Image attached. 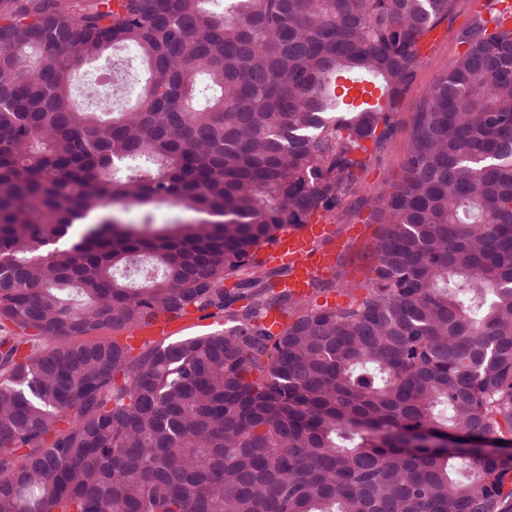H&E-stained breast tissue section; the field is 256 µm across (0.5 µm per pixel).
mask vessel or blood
<instances>
[{
    "mask_svg": "<svg viewBox=\"0 0 512 512\" xmlns=\"http://www.w3.org/2000/svg\"><path fill=\"white\" fill-rule=\"evenodd\" d=\"M332 232L324 218L312 217L307 224L281 234L272 249L273 258L287 263L291 274L284 286L298 296L310 290V283L317 276L332 271L341 243L332 242ZM329 240V247L315 248L316 240Z\"/></svg>",
    "mask_w": 512,
    "mask_h": 512,
    "instance_id": "b4317fda",
    "label": "vessel or blood"
}]
</instances>
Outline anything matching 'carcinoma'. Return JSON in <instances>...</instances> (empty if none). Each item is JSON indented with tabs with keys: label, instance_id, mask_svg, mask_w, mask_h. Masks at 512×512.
<instances>
[{
	"label": "carcinoma",
	"instance_id": "cac0c4a2",
	"mask_svg": "<svg viewBox=\"0 0 512 512\" xmlns=\"http://www.w3.org/2000/svg\"><path fill=\"white\" fill-rule=\"evenodd\" d=\"M216 2L0 0V512H512V460L393 438L512 433V27L472 24L365 293L313 308L260 251L348 195L454 0ZM123 46L134 106L85 109ZM191 310L224 329L83 340ZM133 57L128 56L125 52V50H114L113 52H109V58L114 57V62L116 63H123L126 68V75L123 77V80L116 83L117 86H113L108 90H102L98 88H93L92 83H86L83 81V74L86 71L89 64L82 65L79 67L74 74L75 83L77 86V95H78V101L82 103L85 106H90L91 100L89 96L91 95V92L98 91V92H108L114 93V97L116 98V107L118 109H126L132 106L136 99L129 100L127 97V94L124 92V88L131 86V85H138L143 88L145 85L147 74L144 71V69L139 66L138 63L135 62V60H127L124 57ZM125 83V84H124ZM124 84L120 91V86Z\"/></svg>",
	"mask_w": 512,
	"mask_h": 512
}]
</instances>
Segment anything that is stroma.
I'll return each mask as SVG.
<instances>
[{
  "label": "stroma",
  "instance_id": "obj_1",
  "mask_svg": "<svg viewBox=\"0 0 512 512\" xmlns=\"http://www.w3.org/2000/svg\"><path fill=\"white\" fill-rule=\"evenodd\" d=\"M495 5L496 0H454L448 19L437 28L438 39L414 70L409 87L395 114L391 137L379 152L373 153L365 170L359 175L355 191L327 216V222L336 235H347L350 227L356 224L366 225L367 233L362 239L350 241L338 255L334 270L325 280V292L310 294L307 298L308 305H320L328 300L344 305L351 300L352 295L346 285L353 282L354 271H367L368 266L362 255L370 248L378 231L377 225L369 221L370 199L376 191L398 181L414 112L436 79L447 70L449 62L463 51V32L476 18L486 19L495 15Z\"/></svg>",
  "mask_w": 512,
  "mask_h": 512
}]
</instances>
